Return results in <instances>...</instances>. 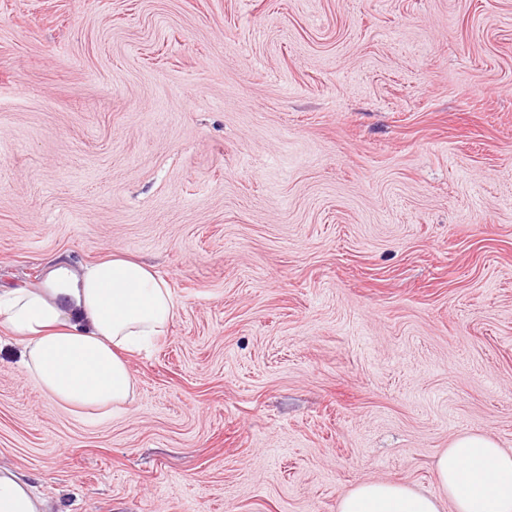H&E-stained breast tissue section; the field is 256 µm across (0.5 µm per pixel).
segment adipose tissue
<instances>
[{
  "label": "adipose tissue",
  "instance_id": "adipose-tissue-1",
  "mask_svg": "<svg viewBox=\"0 0 512 512\" xmlns=\"http://www.w3.org/2000/svg\"><path fill=\"white\" fill-rule=\"evenodd\" d=\"M178 303L153 267L108 254L75 270L57 261L37 287L0 291V332L20 346V365L52 401L100 417L130 403L127 362L162 335ZM451 512H512V451L483 433H462L435 462ZM0 512H47L45 502L0 466ZM337 512H440L438 500L396 481H367Z\"/></svg>",
  "mask_w": 512,
  "mask_h": 512
}]
</instances>
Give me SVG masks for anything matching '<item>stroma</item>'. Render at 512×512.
Listing matches in <instances>:
<instances>
[{"instance_id": "obj_1", "label": "stroma", "mask_w": 512, "mask_h": 512, "mask_svg": "<svg viewBox=\"0 0 512 512\" xmlns=\"http://www.w3.org/2000/svg\"><path fill=\"white\" fill-rule=\"evenodd\" d=\"M153 266L178 309L89 421L0 341L53 512H336L512 450V0H0V289Z\"/></svg>"}]
</instances>
